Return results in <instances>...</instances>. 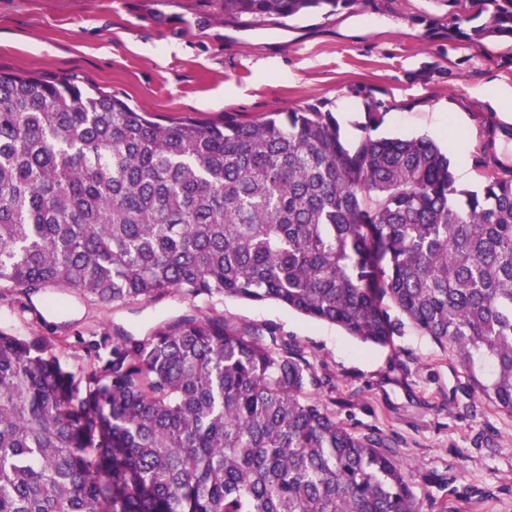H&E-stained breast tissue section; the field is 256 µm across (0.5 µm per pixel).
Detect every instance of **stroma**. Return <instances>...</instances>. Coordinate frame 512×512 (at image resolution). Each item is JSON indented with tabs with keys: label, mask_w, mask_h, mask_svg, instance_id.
<instances>
[{
	"label": "stroma",
	"mask_w": 512,
	"mask_h": 512,
	"mask_svg": "<svg viewBox=\"0 0 512 512\" xmlns=\"http://www.w3.org/2000/svg\"><path fill=\"white\" fill-rule=\"evenodd\" d=\"M0 70L75 77L161 118L204 123L323 104L356 142L370 105L385 137L425 136L447 148L456 186L478 189L479 148L496 125L512 168V39L449 37L439 0H358L332 15L228 17L221 0H0ZM183 316L274 328L331 384L318 397L357 431L396 443L423 512H512V413L476 400L447 348L401 321L390 345L364 347L336 326L273 303L171 293L105 306L63 288H0V330L45 336L82 375L93 344L141 341Z\"/></svg>",
	"instance_id": "stroma-1"
}]
</instances>
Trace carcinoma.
I'll return each mask as SVG.
<instances>
[{
  "instance_id": "cac0c4a2",
  "label": "carcinoma",
  "mask_w": 512,
  "mask_h": 512,
  "mask_svg": "<svg viewBox=\"0 0 512 512\" xmlns=\"http://www.w3.org/2000/svg\"><path fill=\"white\" fill-rule=\"evenodd\" d=\"M261 22L357 0H222ZM448 34L512 38V0H442ZM485 21L464 32L459 13ZM354 144L318 104L248 123L163 121L72 78L0 72V288L104 305L173 292L275 302L387 346L389 309L455 352L465 393L512 413V170L478 191L427 138ZM270 328L183 317L95 352L0 330V512H420L386 435Z\"/></svg>"
}]
</instances>
